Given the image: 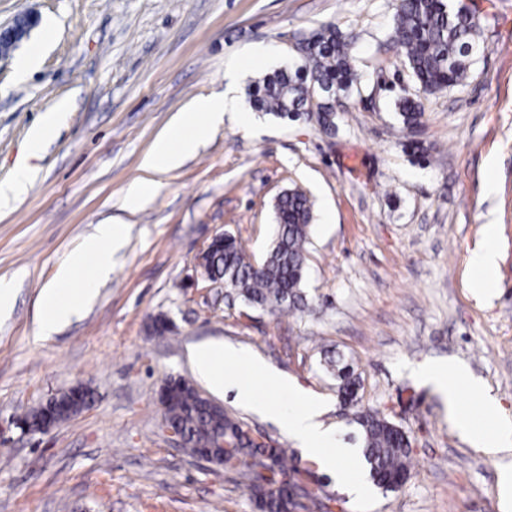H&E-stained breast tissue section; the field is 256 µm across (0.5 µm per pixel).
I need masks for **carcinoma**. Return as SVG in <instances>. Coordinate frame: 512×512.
<instances>
[{"label": "carcinoma", "instance_id": "obj_1", "mask_svg": "<svg viewBox=\"0 0 512 512\" xmlns=\"http://www.w3.org/2000/svg\"><path fill=\"white\" fill-rule=\"evenodd\" d=\"M356 35L324 23L298 39L302 65L278 69L253 84L250 104L258 112L280 118L305 116L327 129L336 127L337 108L359 83V60L352 53ZM386 42L396 46L418 85L395 106L403 125H420L421 97L450 91L468 79L470 68L484 53L475 14L451 0H397ZM313 221V203L300 189H290L274 205L273 231L264 259L253 268L250 257L233 236L216 241L206 258L212 278L233 290L244 304L272 312L308 309L302 284ZM324 369L336 378L340 399L358 402L359 378L342 358L329 357ZM163 418L178 424L185 451L224 436V471L248 481L255 506L269 512H331V504L300 487L299 472L288 466L282 448H263L242 424L213 404L195 387L175 384L161 405ZM65 421L79 413L77 403L58 393L26 414L32 432L42 431L49 413ZM361 458L370 478L384 492L401 490L411 477L412 441L377 408L353 407Z\"/></svg>", "mask_w": 512, "mask_h": 512}]
</instances>
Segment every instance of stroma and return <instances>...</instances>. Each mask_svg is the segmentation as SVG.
<instances>
[{
	"mask_svg": "<svg viewBox=\"0 0 512 512\" xmlns=\"http://www.w3.org/2000/svg\"><path fill=\"white\" fill-rule=\"evenodd\" d=\"M395 0H0V24L38 25L0 56V183L22 166L23 199L0 210V279L15 299L0 316V512H257L243 478L172 448L157 391L194 380L190 346L221 341L312 392L321 420L359 446L324 353L359 376V404L382 410L413 441L415 468L396 493L350 497L273 421L237 402L225 410L288 451L302 484L334 512H507L499 494L512 452L490 455L453 425L418 381L424 363H460L512 418V0H468L485 52L466 84L424 98L414 130L396 98L415 93L397 50L380 38ZM332 22L358 34L360 81L337 131L252 111L256 79L295 63V40ZM40 46V64L16 63ZM234 90L248 126L218 124L180 166L158 175L143 207L124 208L144 155L201 95ZM37 157L33 129L59 102ZM314 203L307 312L270 313L194 285L200 251L229 234L261 257L276 197ZM119 218L125 245L94 302L50 336L39 296L97 224ZM495 225L493 288L472 286L470 257ZM170 329L153 334L154 318ZM93 405L47 432L11 419L74 385Z\"/></svg>",
	"mask_w": 512,
	"mask_h": 512,
	"instance_id": "35a3bbf8",
	"label": "stroma"
}]
</instances>
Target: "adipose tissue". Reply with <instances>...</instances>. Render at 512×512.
Returning a JSON list of instances; mask_svg holds the SVG:
<instances>
[{
  "instance_id": "ef3b65f1",
  "label": "adipose tissue",
  "mask_w": 512,
  "mask_h": 512,
  "mask_svg": "<svg viewBox=\"0 0 512 512\" xmlns=\"http://www.w3.org/2000/svg\"><path fill=\"white\" fill-rule=\"evenodd\" d=\"M190 116H177L144 156L142 167L147 176L133 184L126 195L125 207L143 204L159 187L154 176L177 166L193 154L210 131L220 122L243 123V113L235 111L224 99L198 96L190 104ZM124 245L121 222L100 224L94 235L83 240L59 266L54 285L43 290L40 297L39 326L43 334H51L91 303L97 293L96 284L112 272V256ZM89 268L90 275L75 281V271ZM189 359L199 379L218 395L235 394L261 416L275 420L283 431L298 441L304 452L316 460L326 472L336 474L344 483L355 485L354 476L345 468L348 448L337 447L322 428L319 418L321 403L302 390H294V405L283 409L269 400L257 397L250 381L285 386L286 380L275 373L265 361L219 341L200 343L190 348ZM415 374L444 396L453 423L466 434L474 447L496 455L512 450V422L500 418L490 427L478 426L468 412L460 409L461 388L473 386L466 367L455 363H429L419 366Z\"/></svg>"
}]
</instances>
